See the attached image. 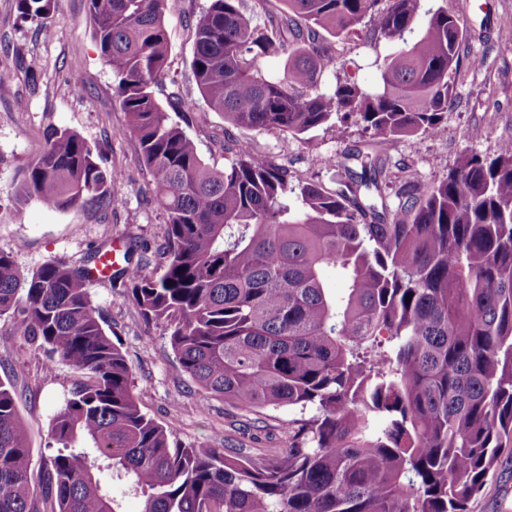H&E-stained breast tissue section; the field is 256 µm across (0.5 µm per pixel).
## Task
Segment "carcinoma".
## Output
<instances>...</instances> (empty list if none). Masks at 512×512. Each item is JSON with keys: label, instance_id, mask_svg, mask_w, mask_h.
I'll return each instance as SVG.
<instances>
[{"label": "carcinoma", "instance_id": "1", "mask_svg": "<svg viewBox=\"0 0 512 512\" xmlns=\"http://www.w3.org/2000/svg\"><path fill=\"white\" fill-rule=\"evenodd\" d=\"M112 69L126 133L140 147L166 213L153 257L123 254L111 274L146 324L162 323L194 384L250 410L288 407V446L258 457L186 448L140 409L133 371L91 300L92 267L48 262L24 276L0 250V317L75 379L50 422L57 453L31 487L17 387L0 377V512H470L512 458V140L460 153L424 188L384 145L437 136L462 68V17L424 0H210L195 21L200 96L235 128L294 137L330 125L370 133L330 166L336 186L293 182L288 167L239 148L222 170L201 157L154 96L171 50L168 0H88ZM52 0H17L21 19L52 33ZM426 25L415 30L420 14ZM401 42L379 88L339 79L325 32ZM287 55L283 76L263 58ZM121 172L80 135L53 129L18 200L107 210ZM395 195L396 205L389 203ZM346 281L338 293L324 269ZM172 285H167V282ZM411 300H406V297Z\"/></svg>", "mask_w": 512, "mask_h": 512}]
</instances>
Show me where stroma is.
I'll return each instance as SVG.
<instances>
[{
    "instance_id": "obj_1",
    "label": "stroma",
    "mask_w": 512,
    "mask_h": 512,
    "mask_svg": "<svg viewBox=\"0 0 512 512\" xmlns=\"http://www.w3.org/2000/svg\"><path fill=\"white\" fill-rule=\"evenodd\" d=\"M442 4L464 16L465 43L485 55L486 64L461 72L443 134L402 137L389 144L392 157L410 163L425 187L445 176L462 150L485 154L512 139V0H425L433 9ZM207 6L208 0H170L166 22L172 49L159 98L176 94L196 102L184 128L209 165H229L243 144L274 164L288 166L296 179L331 186L336 172L325 160L363 140L360 128H353L346 140L324 126L299 138L243 130L200 103L191 70L193 23ZM51 19L53 33L43 37L34 23L20 18L16 0H0V71L11 75L0 84V250L13 252L26 275L50 261L83 265L104 244L154 249L166 228L138 143L125 132L127 117L94 39L87 0H54ZM394 48V42L365 35L339 44L337 70L323 76L322 89H331L345 75L374 88L380 65ZM52 127L79 134L103 154L106 168L122 171V180L110 187L117 201L112 212L105 215L87 206L51 211L35 203L16 208L14 196L23 172L43 151ZM90 293L132 367L142 412L172 425L175 441L193 448H240L253 457L287 446L288 422L296 411L258 412L224 403L189 381L167 328L144 323L122 282L95 281ZM0 365L15 380L19 412L30 429L32 459L40 461L55 448L50 421L69 394L73 372L32 349L6 316L0 317ZM471 512H512V459L495 472Z\"/></svg>"
}]
</instances>
